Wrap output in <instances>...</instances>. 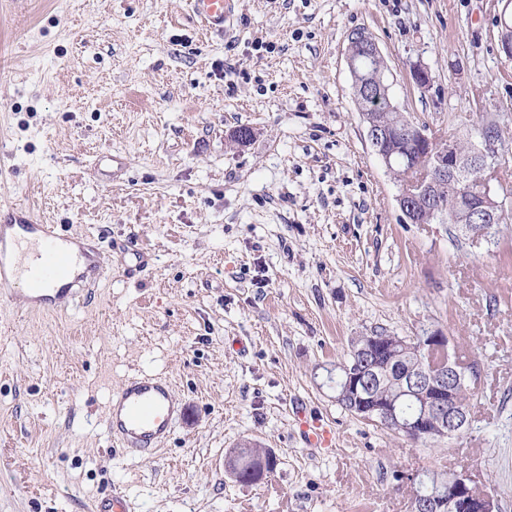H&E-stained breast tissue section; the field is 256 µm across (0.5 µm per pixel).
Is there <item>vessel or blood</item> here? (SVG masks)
I'll return each instance as SVG.
<instances>
[{
    "mask_svg": "<svg viewBox=\"0 0 512 512\" xmlns=\"http://www.w3.org/2000/svg\"><path fill=\"white\" fill-rule=\"evenodd\" d=\"M233 0H193L195 15L209 28L219 29L230 16ZM88 254L78 237L57 225L37 223L30 214L8 215L0 225V296L12 295L16 283L28 280L27 304L43 302L52 289L64 305H72L85 290L105 277L102 264L88 265ZM73 285H61L64 276ZM183 409L165 378L141 374L128 378L113 392L108 405L107 430L122 454L154 457L180 421ZM94 512H132L128 495L120 488L98 500Z\"/></svg>",
    "mask_w": 512,
    "mask_h": 512,
    "instance_id": "obj_1",
    "label": "vessel or blood"
}]
</instances>
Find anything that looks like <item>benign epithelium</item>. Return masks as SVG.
I'll return each mask as SVG.
<instances>
[{"label": "benign epithelium", "mask_w": 512, "mask_h": 512, "mask_svg": "<svg viewBox=\"0 0 512 512\" xmlns=\"http://www.w3.org/2000/svg\"><path fill=\"white\" fill-rule=\"evenodd\" d=\"M500 51L512 60V12L503 11ZM398 108L388 105L380 112L371 107L361 113L366 125V138L373 151L388 170L398 165V154L407 144H416L417 154L412 166L399 175L397 203L405 222L432 223L448 220L441 206L440 188L450 183L457 188L458 208L466 212L469 221L459 224L461 233L472 239L488 236L494 221L506 215L507 197L494 193L490 186L491 173L499 156V129L494 121L483 124L480 140L461 149L455 139L439 141L419 125L398 123ZM480 168L482 178L477 183V198H472L471 173ZM402 351L423 352L413 365L402 371L401 384L419 407L413 419L400 416L396 405L375 390L382 377L381 363L394 358L397 347ZM352 354L362 361L364 369L342 368V388L336 400L345 401L352 410L379 417L391 428H398L405 437L426 439L452 438L461 434L469 419L460 407L457 388L467 377L466 367L449 352L448 337L439 332H427L412 338L374 334L363 336ZM425 508L432 512H501L498 495L480 491L472 485L466 471L448 474L434 480V489L422 496Z\"/></svg>", "instance_id": "7a95c632"}]
</instances>
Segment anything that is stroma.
<instances>
[{
  "mask_svg": "<svg viewBox=\"0 0 512 512\" xmlns=\"http://www.w3.org/2000/svg\"><path fill=\"white\" fill-rule=\"evenodd\" d=\"M505 0H0V209L85 237L107 279L68 309L0 306V512H408L397 475L468 470L512 512V223L408 224L347 64L361 29L400 112L438 139L500 122L512 188ZM427 68L430 88L415 85ZM248 128L240 142L235 133ZM150 257L127 273V241ZM441 331L479 378L464 437L413 443L336 400L353 342ZM150 372L185 416L122 456L111 389ZM336 434L309 448L298 411ZM252 441L277 465L236 480ZM195 15L210 29L224 28L233 9V0H193ZM94 512H132V503L124 491L113 487L111 493L96 502Z\"/></svg>",
  "mask_w": 512,
  "mask_h": 512,
  "instance_id": "stroma-1",
  "label": "stroma"
}]
</instances>
